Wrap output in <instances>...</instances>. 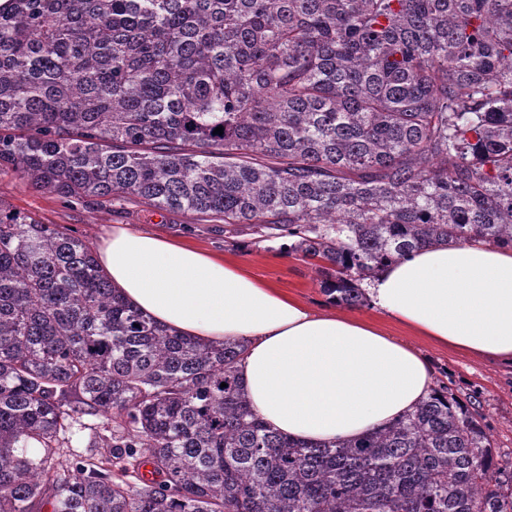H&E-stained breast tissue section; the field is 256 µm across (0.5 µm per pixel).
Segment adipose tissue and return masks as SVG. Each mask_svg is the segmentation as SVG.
Listing matches in <instances>:
<instances>
[{"label":"adipose tissue","instance_id":"obj_1","mask_svg":"<svg viewBox=\"0 0 512 512\" xmlns=\"http://www.w3.org/2000/svg\"><path fill=\"white\" fill-rule=\"evenodd\" d=\"M97 262L157 323L211 341L246 339L242 385L254 410L286 435L359 436L411 411L432 386L431 364L403 339L309 307L223 257L116 224ZM366 289L375 308L416 334L512 364V250L479 240L427 248Z\"/></svg>","mask_w":512,"mask_h":512}]
</instances>
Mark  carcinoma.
Here are the masks:
<instances>
[{"instance_id": "carcinoma-1", "label": "carcinoma", "mask_w": 512, "mask_h": 512, "mask_svg": "<svg viewBox=\"0 0 512 512\" xmlns=\"http://www.w3.org/2000/svg\"><path fill=\"white\" fill-rule=\"evenodd\" d=\"M3 169L292 238L359 307L426 246L512 248V0H7ZM244 351L158 325L83 237L0 202V512H512L447 383L307 443L253 411ZM85 416L109 452L62 467Z\"/></svg>"}]
</instances>
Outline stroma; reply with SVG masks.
Wrapping results in <instances>:
<instances>
[{"instance_id": "stroma-1", "label": "stroma", "mask_w": 512, "mask_h": 512, "mask_svg": "<svg viewBox=\"0 0 512 512\" xmlns=\"http://www.w3.org/2000/svg\"><path fill=\"white\" fill-rule=\"evenodd\" d=\"M0 202L42 223L76 231L93 245L110 226L134 224L237 261L255 278L311 307L319 309L328 303L320 287L321 274L313 262L283 252L274 242L247 243L239 236L225 237L223 225L202 222L190 214L161 212L135 202L65 198L35 189L10 171L0 173ZM350 313L420 351L430 361L435 377L447 378L459 397H475L495 450L512 457V365L480 359L415 335L370 305L351 308Z\"/></svg>"}]
</instances>
